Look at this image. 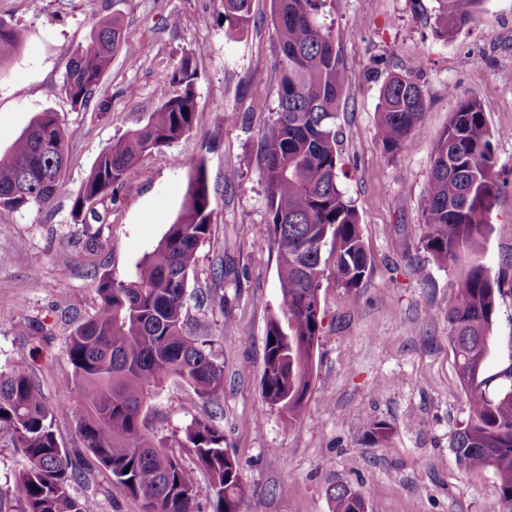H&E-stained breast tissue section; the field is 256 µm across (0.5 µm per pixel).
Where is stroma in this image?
Returning a JSON list of instances; mask_svg holds the SVG:
<instances>
[{"label":"stroma","mask_w":512,"mask_h":512,"mask_svg":"<svg viewBox=\"0 0 512 512\" xmlns=\"http://www.w3.org/2000/svg\"><path fill=\"white\" fill-rule=\"evenodd\" d=\"M435 0H324L319 19L348 73L336 118L338 184L361 217L368 272L358 287L327 260L321 325L303 415L288 421L261 393L267 323L279 306L278 264L259 179L260 136L277 107L281 77L271 0H252L244 32L227 35L221 0H0V20L23 33L0 68V154L41 113H56L70 155L66 191L50 208L0 216V368L26 361L49 406L75 403L63 380L72 367L66 336L99 308L95 271L135 276L177 218L197 163L214 200L211 234L188 275L187 319L212 341L224 365V394L203 404L170 380L148 427L187 467L182 426L213 419L251 490L242 512H332L329 491L344 483L371 512H505L492 472L464 473L450 446L468 418L448 342L446 311L455 269L434 262L420 242L437 142L458 100L477 97L503 181L480 256L493 277L512 283V0H484L453 39L435 33ZM118 19L128 40L104 76L98 100L76 110L63 80L73 50L100 19ZM197 72L189 135L144 155L114 202L98 206L100 233L88 251L72 206L100 152L145 123L158 90L183 55ZM423 88L427 110L414 143L386 152L377 135L380 90L390 75ZM234 180H225V173ZM211 291L223 306L198 303ZM512 363V295L500 298L486 374ZM387 441L368 442L367 420ZM54 431L76 461L75 496L97 512H142L84 448L75 420ZM22 457L0 433V512H20L12 486Z\"/></svg>","instance_id":"1"}]
</instances>
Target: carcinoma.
Here are the masks:
<instances>
[{"label":"carcinoma","instance_id":"1","mask_svg":"<svg viewBox=\"0 0 512 512\" xmlns=\"http://www.w3.org/2000/svg\"><path fill=\"white\" fill-rule=\"evenodd\" d=\"M226 33L250 23L252 0H223ZM484 0H436L438 36L454 38ZM272 21L281 79L274 118L261 136L259 169L266 185L268 223L278 258L280 314L270 319L265 342L263 397L298 420L309 392L320 330L323 248L335 257L336 276L355 288L368 271L357 210L338 178L336 109L348 74L336 41L319 20L322 0H272ZM113 19L93 26L85 45L69 60L65 92L74 109L95 98L112 58L126 42ZM22 45L19 29L0 21V68ZM192 57L183 56L159 89V106L144 125L112 141L99 155L73 202V215L94 212L114 198L128 170L146 153L190 133L197 102ZM426 112L421 86L408 77L384 83L378 107V137L388 152L412 145ZM480 101L457 102L433 157L423 210V249L438 263L461 265L448 302V341L465 389L468 419L451 438L457 462L469 474L490 470L499 498L512 512V364L483 376L493 317L504 283L480 262V239L499 189V170ZM69 141L53 112H43L0 154V215L31 206L48 208L65 187ZM213 215L205 161L194 167L180 214L138 267L117 281L102 274L98 311L67 336L64 352L72 373L63 385L80 399L69 406L84 447L142 512H195V470L185 467L147 426L154 401L172 378L205 403L224 393V369L208 341L189 325L185 308L188 272L210 235ZM494 391H489L490 385ZM63 407L45 404L29 366L18 361L0 371V432H10L22 462L13 475L21 512H94L96 501L77 498L71 484L78 469L53 430ZM377 420L363 425L372 443L386 439ZM198 469L207 473L213 512H235L249 497L239 467L224 450V433L192 418L183 428ZM333 512H368L359 493L333 486Z\"/></svg>","mask_w":512,"mask_h":512}]
</instances>
